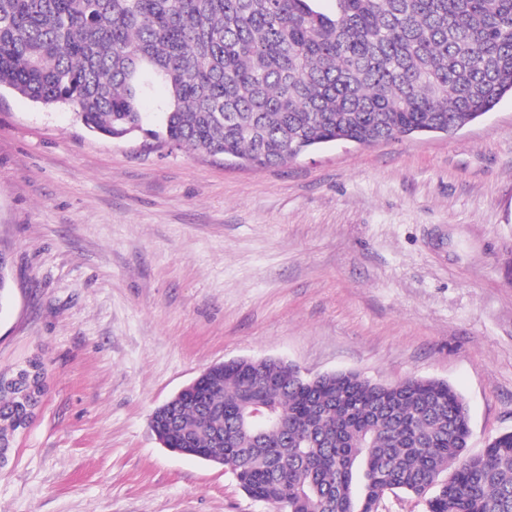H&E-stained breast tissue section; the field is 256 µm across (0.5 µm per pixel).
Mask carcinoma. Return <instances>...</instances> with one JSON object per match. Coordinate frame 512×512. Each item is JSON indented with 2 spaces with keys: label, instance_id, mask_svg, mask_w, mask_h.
<instances>
[{
  "label": "carcinoma",
  "instance_id": "cac0c4a2",
  "mask_svg": "<svg viewBox=\"0 0 512 512\" xmlns=\"http://www.w3.org/2000/svg\"><path fill=\"white\" fill-rule=\"evenodd\" d=\"M0 0V89L68 106L92 132L146 134L264 168L322 145L453 133L512 96V0ZM162 84L165 115L140 103ZM234 361L153 412L169 445L217 460L273 512H378L389 491L428 512H512V432L467 452L447 383L356 373L315 379L281 360ZM44 380L0 391L14 439ZM267 405L255 434L242 410Z\"/></svg>",
  "mask_w": 512,
  "mask_h": 512
}]
</instances>
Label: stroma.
Wrapping results in <instances>:
<instances>
[{"label": "stroma", "instance_id": "stroma-1", "mask_svg": "<svg viewBox=\"0 0 512 512\" xmlns=\"http://www.w3.org/2000/svg\"><path fill=\"white\" fill-rule=\"evenodd\" d=\"M0 372L47 389L0 512H270L153 411L213 364L437 379L512 431V99L452 135L245 168L0 92Z\"/></svg>", "mask_w": 512, "mask_h": 512}]
</instances>
